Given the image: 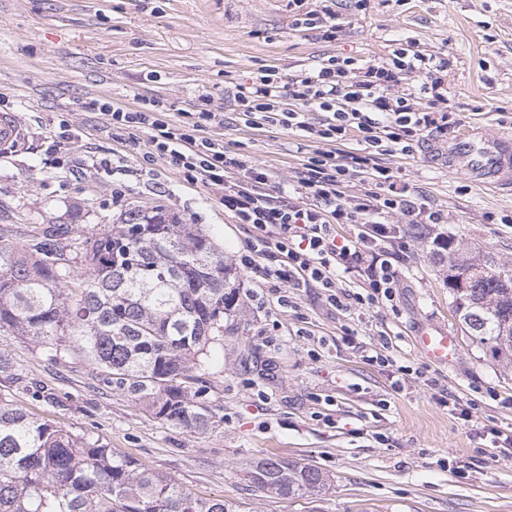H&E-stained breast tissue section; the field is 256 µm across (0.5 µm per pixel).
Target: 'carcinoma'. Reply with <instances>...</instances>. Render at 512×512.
<instances>
[{"label": "carcinoma", "mask_w": 512, "mask_h": 512, "mask_svg": "<svg viewBox=\"0 0 512 512\" xmlns=\"http://www.w3.org/2000/svg\"><path fill=\"white\" fill-rule=\"evenodd\" d=\"M67 224H48L18 248L0 246V333L35 341L45 360L82 357L99 381L169 424L199 431L205 375L224 354V319L236 272L193 224L161 206L131 208L119 224L66 254ZM448 251L446 283L462 290L464 329L492 358L512 364V269L494 256ZM80 287L62 288L75 264ZM281 495L321 493V470L276 456L246 472ZM0 512H242L224 497L202 500L174 478L141 468L99 441L37 419L0 397Z\"/></svg>", "instance_id": "1"}]
</instances>
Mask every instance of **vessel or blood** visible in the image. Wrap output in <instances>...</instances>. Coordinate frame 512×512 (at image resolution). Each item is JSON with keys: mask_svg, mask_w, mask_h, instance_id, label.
<instances>
[{"mask_svg": "<svg viewBox=\"0 0 512 512\" xmlns=\"http://www.w3.org/2000/svg\"><path fill=\"white\" fill-rule=\"evenodd\" d=\"M449 168L460 169L475 181L512 191V134L489 135L470 128L449 138L443 152ZM420 352L441 364L457 353L454 337L424 332L415 339Z\"/></svg>", "mask_w": 512, "mask_h": 512, "instance_id": "b4317fda", "label": "vessel or blood"}]
</instances>
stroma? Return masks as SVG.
Listing matches in <instances>:
<instances>
[{
    "label": "stroma",
    "mask_w": 512,
    "mask_h": 512,
    "mask_svg": "<svg viewBox=\"0 0 512 512\" xmlns=\"http://www.w3.org/2000/svg\"><path fill=\"white\" fill-rule=\"evenodd\" d=\"M315 0H0V115L25 130L0 149V240L21 244L33 227L68 223L83 241L129 208L162 204L199 229L230 261L256 235L225 212L223 190L189 183L168 162L145 164V134L114 141L92 99L132 102L156 95L174 109L211 95L224 114L210 136L297 183L295 132L245 127L234 110L238 85L260 67L293 78L333 55L387 57L394 40L448 58V103L460 127L512 132V0H341V32L326 41L295 27ZM68 124L70 139L51 143ZM430 203L444 224L416 233L401 217L390 247L402 286L390 304L345 312L319 289L292 292L238 269L242 308L224 335V363L208 377L204 403L214 423L194 432L156 418L139 401L96 378L88 361L51 364L33 341L0 335L20 379L0 376V395L40 418L107 444L144 468L171 475L201 498L224 496L244 512H512V455L492 454L486 426L512 432V367L464 331L433 254L450 236L512 268V193L488 190L434 156L385 160ZM120 197H113V188ZM290 296L281 305L278 295ZM389 334V355L410 375L364 363L343 336ZM448 331L452 361L436 365L416 348L421 332ZM51 389L54 402L39 398ZM449 393L475 405L471 422L439 404ZM278 456L319 468L329 490L275 496L251 486L244 468Z\"/></svg>",
    "instance_id": "stroma-1"
}]
</instances>
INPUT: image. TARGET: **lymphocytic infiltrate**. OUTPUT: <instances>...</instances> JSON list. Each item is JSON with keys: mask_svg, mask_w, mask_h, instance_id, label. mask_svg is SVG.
Masks as SVG:
<instances>
[{"mask_svg": "<svg viewBox=\"0 0 512 512\" xmlns=\"http://www.w3.org/2000/svg\"><path fill=\"white\" fill-rule=\"evenodd\" d=\"M447 69V58L411 42L396 44L381 61L332 56L288 83L275 67L261 69L251 85L236 92L240 121L252 128L277 125L295 131L302 142L329 144L305 156L297 185L273 195L265 191L275 179L272 172L208 137V128L224 121L209 95H198L173 122L164 119L167 105L154 95L138 96L131 107L95 99L89 106L105 116L113 140L146 133L158 157L176 165L184 180L223 188L225 211L258 231L240 257L244 268L259 271L268 284L324 289L331 306L351 311L395 298L400 278L388 259L387 243L395 234L390 215L410 224L448 221L383 162L387 156L412 155L426 134H442L457 124V113L447 104ZM414 75L422 79L418 94H395V87ZM418 97L426 107H416ZM309 112L320 113V120L308 122ZM348 139L356 140L359 150L339 149ZM355 180L363 191L347 197ZM340 224H360L364 230L341 242ZM348 279L362 280L364 292L342 288Z\"/></svg>", "mask_w": 512, "mask_h": 512, "instance_id": "f902f5d3", "label": "lymphocytic infiltrate"}]
</instances>
